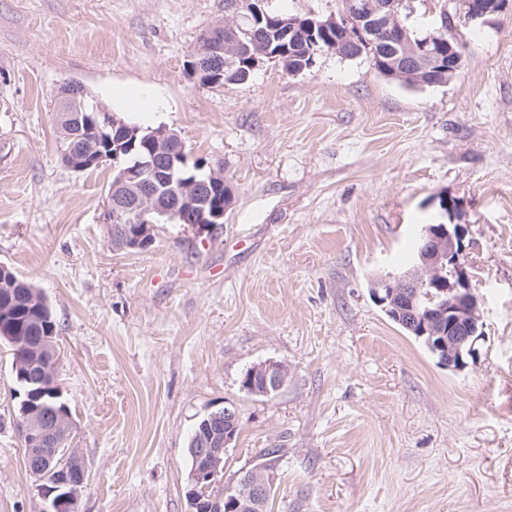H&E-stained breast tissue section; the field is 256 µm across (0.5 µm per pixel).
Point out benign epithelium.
Instances as JSON below:
<instances>
[{
    "label": "benign epithelium",
    "mask_w": 512,
    "mask_h": 512,
    "mask_svg": "<svg viewBox=\"0 0 512 512\" xmlns=\"http://www.w3.org/2000/svg\"><path fill=\"white\" fill-rule=\"evenodd\" d=\"M352 15L331 18L321 23L325 27H336L349 23L355 16L369 21L368 28L385 29L397 19L395 3H376L374 0H353ZM502 0H458L455 14L448 15V26L455 21L466 25L482 22L500 11ZM235 30V24L218 25L206 33L190 56L189 75L197 83L212 86L224 78V30ZM235 55L251 56L247 68L236 71L237 78L245 80L263 59L276 61L288 59V49L275 52L270 49L252 52L243 43L233 42ZM431 41H423L409 55V64L417 72L424 66H437L433 60ZM60 114L73 125L87 124L99 137L112 138V171L117 177L112 183L109 202L105 211L106 223L112 226V244L119 249H138L148 244L153 226L166 221L195 224L205 229L208 224L224 223L225 209L210 206L211 186L226 183L224 175L215 171L211 178L200 181L191 179L182 182L172 192L173 199L160 195L158 184L168 180L175 164L181 162L182 154L173 147V138L163 129L152 135L153 147L129 167L118 164L119 138L133 135L132 127L117 119L100 104L86 103V89L76 81H66L59 91ZM105 155L88 151L81 137H72L65 154L67 167L84 172L101 165ZM467 227L458 223L427 224L422 230L421 244L414 253L410 267L403 274L387 276L373 283L372 294L391 317L404 319L407 328L427 340L428 346L438 357L441 365L463 369L468 360H476L479 340L483 338L478 301L470 288L464 238ZM441 288L448 293V304L438 305L422 312L417 298L426 288ZM40 369L29 368L19 377L22 388L29 397L43 388L48 365H57L59 350L52 336L42 339ZM288 377V367L280 362H269L250 370V382L260 378L263 387L254 389L256 395L269 396L277 392ZM231 426L219 434L210 432L207 438L192 443L190 452L194 457V468L187 488L188 512H260L268 502L276 475L267 463L259 464L238 482L217 487L224 451L233 441L231 430L237 427L239 417L232 407L213 412L206 427L217 422ZM26 447L28 467L36 474L54 476L53 488L42 493L46 502L45 512L76 510L81 492L87 485V472L75 448L63 447L66 438L72 435L70 423L41 407L24 408L19 420Z\"/></svg>",
    "instance_id": "7a95c632"
}]
</instances>
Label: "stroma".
<instances>
[{"label":"stroma","mask_w":512,"mask_h":512,"mask_svg":"<svg viewBox=\"0 0 512 512\" xmlns=\"http://www.w3.org/2000/svg\"><path fill=\"white\" fill-rule=\"evenodd\" d=\"M334 17L341 0H260ZM240 0H0V264L46 298L55 377L88 468L77 512H188L189 436L235 407L224 483L277 449L271 512H512V0L457 25L461 68L408 87L369 57L267 62L197 84L187 61ZM104 107L116 88L166 111L189 160L221 163L218 237L155 225L117 250L103 222L111 166L61 161L62 82ZM459 200L483 338L452 370L393 323L373 280L405 270L423 225ZM286 364L273 395L242 386ZM0 343V512H44L15 426L23 399ZM287 377L288 367L283 363L269 362L255 366L250 370L249 380L251 382V387L254 386L253 383H255L256 378H261L263 388H260L262 386V382L259 381L257 384L258 389L254 387L252 393L256 395L270 396L284 385Z\"/></svg>","instance_id":"35a3bbf8"}]
</instances>
